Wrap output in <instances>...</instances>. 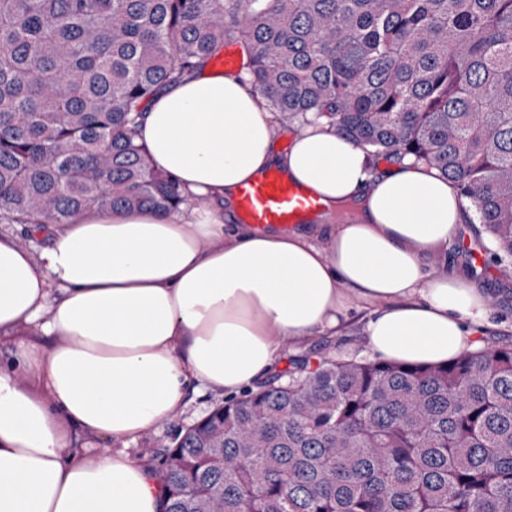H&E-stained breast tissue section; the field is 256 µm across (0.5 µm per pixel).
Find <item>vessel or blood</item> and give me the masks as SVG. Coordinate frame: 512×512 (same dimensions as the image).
<instances>
[{"mask_svg": "<svg viewBox=\"0 0 512 512\" xmlns=\"http://www.w3.org/2000/svg\"><path fill=\"white\" fill-rule=\"evenodd\" d=\"M324 204L314 190L288 181L269 169L241 186L236 213L244 224H275L283 228L322 214Z\"/></svg>", "mask_w": 512, "mask_h": 512, "instance_id": "b4317fda", "label": "vessel or blood"}]
</instances>
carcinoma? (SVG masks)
I'll return each mask as SVG.
<instances>
[{"label": "carcinoma", "mask_w": 512, "mask_h": 512, "mask_svg": "<svg viewBox=\"0 0 512 512\" xmlns=\"http://www.w3.org/2000/svg\"><path fill=\"white\" fill-rule=\"evenodd\" d=\"M229 43L279 121L434 167L512 266V0H0V223L189 203L138 119ZM156 470L163 512H512V347L298 358Z\"/></svg>", "instance_id": "carcinoma-1"}]
</instances>
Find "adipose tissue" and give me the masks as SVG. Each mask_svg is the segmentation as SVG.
Segmentation results:
<instances>
[{
    "instance_id": "1",
    "label": "adipose tissue",
    "mask_w": 512,
    "mask_h": 512,
    "mask_svg": "<svg viewBox=\"0 0 512 512\" xmlns=\"http://www.w3.org/2000/svg\"><path fill=\"white\" fill-rule=\"evenodd\" d=\"M137 140L191 206L83 212L47 225L37 255L0 235V512H161L160 480L123 443L168 422L187 388L254 387L285 341L338 328L347 300L375 303L364 336L382 360L441 365L478 347L488 293L428 264L467 219L432 166H374L322 122L285 130L244 70L162 88ZM270 168L327 209L356 207L355 222L226 223L239 187ZM79 430L113 445L85 459Z\"/></svg>"
}]
</instances>
